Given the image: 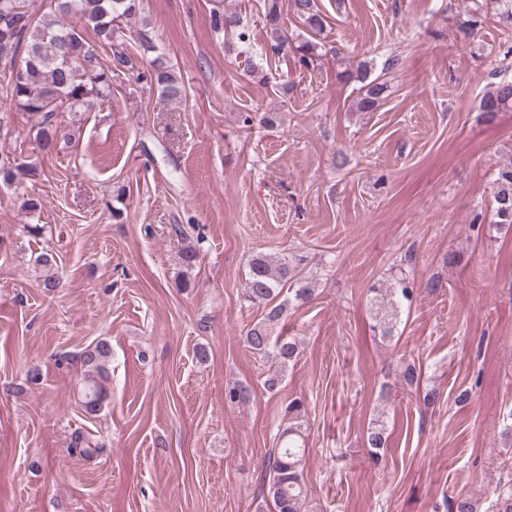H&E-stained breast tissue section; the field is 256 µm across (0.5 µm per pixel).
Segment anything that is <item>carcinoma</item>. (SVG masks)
<instances>
[{
    "label": "carcinoma",
    "mask_w": 512,
    "mask_h": 512,
    "mask_svg": "<svg viewBox=\"0 0 512 512\" xmlns=\"http://www.w3.org/2000/svg\"><path fill=\"white\" fill-rule=\"evenodd\" d=\"M264 14L265 27L270 33V49L280 54L292 46L293 39L283 23L279 0H268ZM33 0H0V44L7 41L20 50L19 65L0 63V102L14 112L37 117L35 142L39 149L52 153L72 141L73 133L57 121L62 112H82L95 102L112 94L114 82L129 74L136 80L157 89L170 100L183 98L182 77L173 66L157 57L144 71L135 72L136 64L125 52L124 21L142 11V0H48L46 11L34 15ZM290 10L302 22V33L295 46L297 63L301 67L314 65L320 44L316 39L327 26V15L317 0H289ZM494 8L499 23L512 29V0H471L466 19L458 25L467 37L481 25L485 11ZM93 29L101 45L111 50L110 62L104 65L94 45L85 37L80 25ZM212 28L244 43L246 28L239 15L216 11ZM385 83L375 80L361 88L356 107L360 112L375 111L381 101ZM512 105V81L491 84L479 101V110L492 115ZM25 164L16 155L0 153V183L10 186ZM494 223L512 227V162L500 167L494 180ZM201 236L188 242L182 250L184 266H194L200 254ZM36 263L45 269L43 288L49 292L59 288L60 280L52 273L57 265L56 254L44 252ZM293 286V301L305 304L313 300L314 289L303 283L296 267L288 261H274L265 255L254 256L248 264L243 298L252 306L263 309V317L246 332L247 347L255 354L269 358L279 367L295 361L298 344L275 335V328L287 311V303L279 300L285 285ZM413 282L406 277L393 280L384 288L373 289L376 306L375 329L380 336H394L395 325L403 302L413 299ZM111 349L101 340L81 354L80 397L86 413H97L107 398L108 361ZM288 426L279 434V448L264 462L268 473V494L275 512H301L306 496L303 478L306 454L305 410L299 400L288 403ZM387 443L386 428L378 423L370 427L366 445L373 457ZM104 444L91 435L77 432L69 452L92 459L103 452ZM492 512H512V477L494 490ZM448 512H479L477 501L460 494L449 500Z\"/></svg>",
    "instance_id": "1"
}]
</instances>
